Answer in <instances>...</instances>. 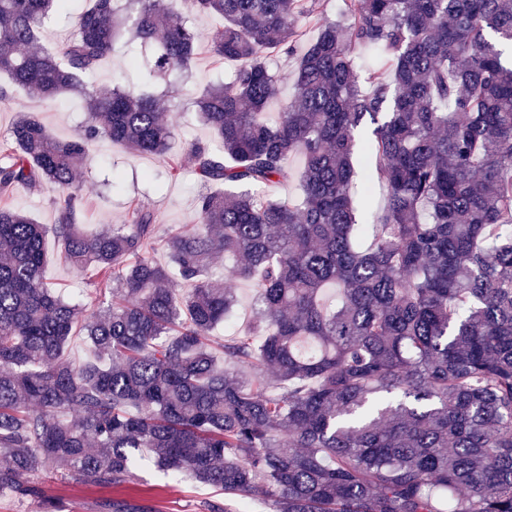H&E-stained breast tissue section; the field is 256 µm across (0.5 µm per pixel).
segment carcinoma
Masks as SVG:
<instances>
[{"label":"carcinoma","mask_w":512,"mask_h":512,"mask_svg":"<svg viewBox=\"0 0 512 512\" xmlns=\"http://www.w3.org/2000/svg\"><path fill=\"white\" fill-rule=\"evenodd\" d=\"M68 0H0V101L72 94L89 121L58 140L19 110L0 148V199L55 184L47 229L0 206V494L65 464L99 484L140 459L224 492V512H512V0H346L319 19L277 124L265 56L293 51L309 0H92L56 52L39 44ZM218 15L204 33L191 15ZM147 83L185 76L197 49L235 63L197 112L221 150H175L159 98L84 77L121 38ZM374 48L389 77L360 75ZM385 191L376 223L353 203L356 135ZM199 175L196 222L153 259L156 215L80 228L77 171L94 143ZM304 158L301 196L278 197ZM52 233L111 301L87 315L42 278ZM254 288L249 327L211 333L239 303L209 274L219 256ZM190 284L178 289L176 281ZM336 288L335 303L324 299ZM94 352L61 359L75 325ZM110 512H151L115 498Z\"/></svg>","instance_id":"carcinoma-1"}]
</instances>
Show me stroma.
I'll use <instances>...</instances> for the list:
<instances>
[{"label": "stroma", "mask_w": 512, "mask_h": 512, "mask_svg": "<svg viewBox=\"0 0 512 512\" xmlns=\"http://www.w3.org/2000/svg\"><path fill=\"white\" fill-rule=\"evenodd\" d=\"M301 30L293 52L276 51L267 58L279 80V93L266 108V117L272 123L277 122L283 106L293 96L297 51L317 35V27L311 21L302 22ZM229 70V63L217 60L208 46L203 45L191 76L173 82L168 104L177 114V150L196 143L215 147L211 131L195 110L194 99L205 85L223 79ZM141 78V70L130 65L128 51L120 48L98 67L90 82L98 87L112 84L131 87L140 85ZM19 105L37 116L59 139L73 136L87 120L78 99H37L19 90L12 101L0 102V142L6 140ZM76 183L82 195L81 224L86 232L95 233L103 227L124 223L130 201H139L152 210L158 218L159 238L151 247V255L160 263L167 260L163 239L170 229L192 225L196 219L199 185L193 168H185L178 178L171 179L159 159L131 156L122 146L107 140L94 144L91 159L78 171ZM57 195V187L50 183L35 191L20 186L13 190L8 203L38 223L50 226L58 218L54 205ZM60 250L55 238L47 237L45 281L64 297L96 308L100 297L94 272L71 267L63 260ZM31 481L38 489L37 495L23 498L0 495V512H104V504L115 498L149 505L154 512H209L210 506L224 503L223 492L199 482L175 480L145 461L135 465L127 481L115 487L89 481L63 464L57 465L54 471L32 476ZM49 502L54 505L50 511L45 508Z\"/></svg>", "instance_id": "obj_1"}]
</instances>
